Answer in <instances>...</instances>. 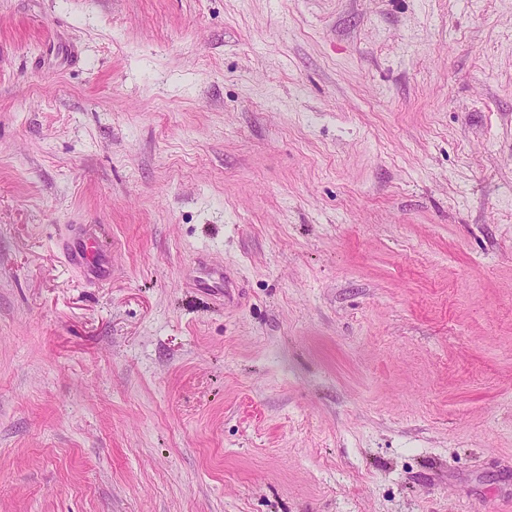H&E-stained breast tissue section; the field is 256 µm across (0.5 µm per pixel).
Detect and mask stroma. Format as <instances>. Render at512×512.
Listing matches in <instances>:
<instances>
[{"instance_id":"35a3bbf8","label":"stroma","mask_w":512,"mask_h":512,"mask_svg":"<svg viewBox=\"0 0 512 512\" xmlns=\"http://www.w3.org/2000/svg\"><path fill=\"white\" fill-rule=\"evenodd\" d=\"M0 512H512V0H0ZM97 228L92 225L82 229L67 246V260L83 266L94 280L110 276L111 254L97 247Z\"/></svg>"}]
</instances>
